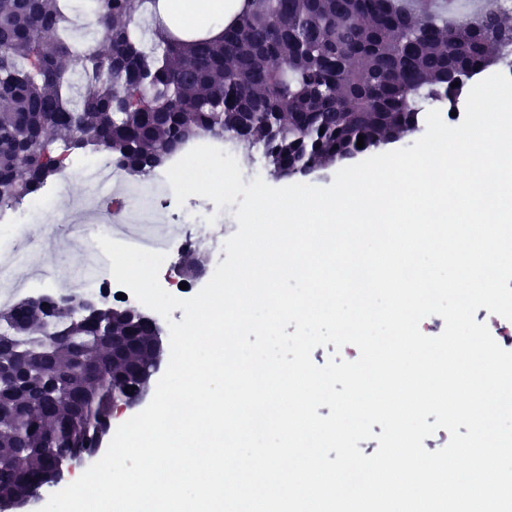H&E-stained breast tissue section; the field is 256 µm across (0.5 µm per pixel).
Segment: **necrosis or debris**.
<instances>
[{
    "label": "necrosis or debris",
    "mask_w": 512,
    "mask_h": 512,
    "mask_svg": "<svg viewBox=\"0 0 512 512\" xmlns=\"http://www.w3.org/2000/svg\"><path fill=\"white\" fill-rule=\"evenodd\" d=\"M89 184L95 185V192L89 193L78 205L84 212L86 222L78 228V238L85 260L77 273V282L72 291L76 294L97 292L114 286L111 262L94 239L97 225L108 224L113 228V240L140 249L164 254L172 251L193 249L194 240L207 237L212 241L216 257H223L224 242L213 235V227L205 218L214 210L212 201H199L193 218L192 230L181 231L178 220L172 213L175 202L174 192L169 182L151 185L143 180L125 181L124 174L107 154L92 159L84 169ZM124 182L125 195L120 206H113L110 198L104 197V190L112 183ZM45 199L33 200L21 211L14 213L0 225V305L13 306L16 287L11 280L13 267L23 257L27 240L23 228L36 213L45 206ZM135 208L141 211V225L137 230L125 229L124 210Z\"/></svg>",
    "instance_id": "4bbe7bcc"
}]
</instances>
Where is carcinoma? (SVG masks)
<instances>
[{
  "label": "carcinoma",
  "instance_id": "obj_1",
  "mask_svg": "<svg viewBox=\"0 0 512 512\" xmlns=\"http://www.w3.org/2000/svg\"><path fill=\"white\" fill-rule=\"evenodd\" d=\"M95 37L72 42L70 0H0V209L62 175L76 150L106 151L147 178L203 137L263 148L270 173L303 177L419 130L417 102L455 110L467 83L512 54V11L453 25L401 0H240L217 38L176 36L157 0H93ZM59 71L69 80L55 79ZM364 147H357L358 136ZM45 320L0 311V512L22 478L55 481L52 455L92 449L114 396L151 355L121 306L92 318L63 303Z\"/></svg>",
  "mask_w": 512,
  "mask_h": 512
}]
</instances>
